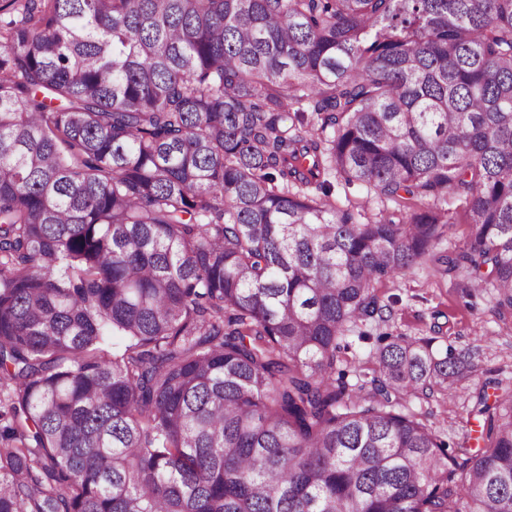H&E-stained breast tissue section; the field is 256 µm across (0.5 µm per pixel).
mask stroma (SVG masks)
Instances as JSON below:
<instances>
[{
  "label": "stroma",
  "instance_id": "1",
  "mask_svg": "<svg viewBox=\"0 0 512 512\" xmlns=\"http://www.w3.org/2000/svg\"><path fill=\"white\" fill-rule=\"evenodd\" d=\"M377 292L393 306L394 317L369 326L368 341H359L353 332L347 336L351 355L364 368H372L375 338L384 333L426 336L435 326L445 346L459 350L482 345L483 355L476 372L459 381L455 397L437 399L425 407L429 425L447 442L449 454L465 458L475 448L474 443L466 441L465 434L474 428L468 411L478 390L492 378L512 382V330L499 320L489 291H465L461 278L456 276L438 282L415 267L379 285Z\"/></svg>",
  "mask_w": 512,
  "mask_h": 512
}]
</instances>
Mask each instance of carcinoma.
I'll return each instance as SVG.
<instances>
[{"label":"carcinoma","mask_w":512,"mask_h":512,"mask_svg":"<svg viewBox=\"0 0 512 512\" xmlns=\"http://www.w3.org/2000/svg\"><path fill=\"white\" fill-rule=\"evenodd\" d=\"M415 265L512 324V0H0V512H512L481 346L347 380ZM336 202L339 205L347 204L348 200L353 202H359L362 200H370V209L368 216L378 213L379 209L382 208V203L375 197L373 192L360 185H345L344 182L336 183L335 187Z\"/></svg>","instance_id":"carcinoma-1"}]
</instances>
